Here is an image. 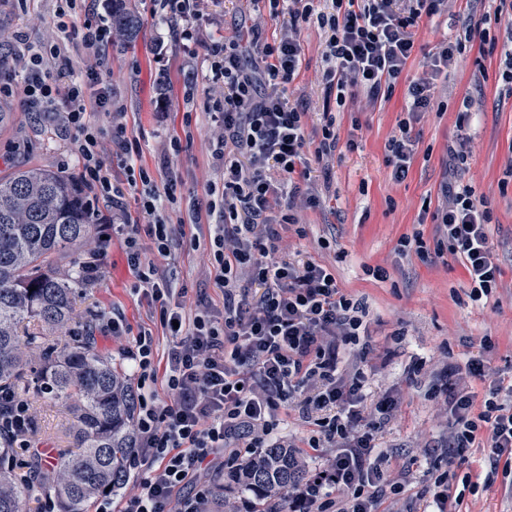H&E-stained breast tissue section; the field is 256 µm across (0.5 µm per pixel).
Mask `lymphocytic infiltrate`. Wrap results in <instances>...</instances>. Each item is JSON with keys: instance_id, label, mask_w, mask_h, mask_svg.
<instances>
[{"instance_id": "1", "label": "lymphocytic infiltrate", "mask_w": 512, "mask_h": 512, "mask_svg": "<svg viewBox=\"0 0 512 512\" xmlns=\"http://www.w3.org/2000/svg\"><path fill=\"white\" fill-rule=\"evenodd\" d=\"M164 13L168 36L204 51L202 79L216 94L208 118L216 129L210 140L212 165L221 171V208L191 202L188 216L172 219L164 207L174 201L175 184L157 186L141 165L138 144L126 137V114L106 92L89 95V83L109 68L110 28L85 21L76 34L93 62L77 74L60 44L32 52L23 35L11 57L28 78L23 94L30 107L52 108L64 99L62 121L73 126L74 152L82 162L81 180L94 194L118 202L122 192L111 180L104 148L86 115L107 111L112 144L127 170L142 184L141 209L147 224L126 212L112 214L113 233L123 236L126 261L171 343L165 359L154 354L151 330L131 334L121 314L106 325L122 339L128 378L138 390V474L120 510L111 493L96 512H214V477L224 456L261 454L290 448L305 478L271 497L261 512H402L405 473L376 442L381 425L396 419L401 396L387 392L366 403L363 369L373 347L363 299L339 288L335 275L312 261H290L281 228L306 230L298 212L319 204L312 163L335 152L333 124L320 137L307 132L305 114L288 105L280 87L292 83L302 65L304 23L326 29L322 79L337 105L364 95L367 103L389 97L415 48L421 17L448 11V0H331L330 13L316 12L315 0H268L279 34L267 42L262 25L248 31L247 44L209 34L203 28L201 0H153ZM496 39L474 15L461 18L455 41L428 52L424 71L407 83L406 116L385 145L394 180H403L415 155L414 126L432 111L436 79L446 72L463 43L501 44L499 82L512 96V0H499ZM56 64L57 79L47 83L43 68ZM435 214L436 248L461 261L472 301L495 299L500 268L489 246L490 212L475 187L444 182ZM206 227V238L187 235L186 226ZM188 239L212 268L224 294L222 308L201 299L187 310L185 289L174 288L160 261L176 239ZM440 386L429 398L448 418V456L481 448L478 472L448 468L428 485L433 512H456L465 492L490 489L503 481L512 490V383L494 376L483 359L471 357L440 370ZM298 417L308 433L296 437L288 426ZM32 414L27 401L0 392V436L23 441Z\"/></svg>"}]
</instances>
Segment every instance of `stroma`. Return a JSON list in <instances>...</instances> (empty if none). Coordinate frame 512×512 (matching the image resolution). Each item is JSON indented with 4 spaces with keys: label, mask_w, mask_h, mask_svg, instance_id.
Here are the masks:
<instances>
[{
    "label": "stroma",
    "mask_w": 512,
    "mask_h": 512,
    "mask_svg": "<svg viewBox=\"0 0 512 512\" xmlns=\"http://www.w3.org/2000/svg\"><path fill=\"white\" fill-rule=\"evenodd\" d=\"M142 30L128 46L108 49L110 70L103 80L112 99L128 114V135L136 139L143 164L158 183L177 182L178 201L188 196L207 200L206 186L221 176L209 165V131L203 111L208 89L196 76V62L188 49L166 40L167 24L155 14L152 0H138ZM211 31L233 37L256 22H264L266 36H275L278 21L260 19L248 0H204ZM22 33L33 48L60 38L55 0H0V38ZM457 26L446 16L421 19L415 29V50L404 78L421 74L426 54L444 38H455ZM303 63L299 75L287 85L290 105L307 114V128L320 130L334 120L343 142L328 160L330 180L319 185L318 207L302 210L306 237L283 234L291 260H312L333 270L345 292L365 298L368 329L374 347L367 369L369 397L392 388L402 395L401 414L378 431L382 448L394 465L405 468L410 480L404 497L412 512H422V493L428 484L427 468L446 464L448 426L427 397L434 377L418 376L414 367L426 360L438 368L474 356L483 358L501 379L512 381V182L504 183V168L512 158V97L498 85L500 51L488 52L479 42L468 43L455 56L447 77L438 79L436 99L441 113H429L416 124V153L403 181H394L386 164L385 144L403 117V86L389 99L372 106L348 102L337 106L327 99L321 74L327 34L316 23L302 30ZM467 123H460L461 112ZM0 176L28 167H43L77 174L78 159L69 155L70 135L50 125L45 113L26 108L18 96H1ZM180 137L178 154H162L164 143ZM471 137L465 159L451 160L449 147L459 137ZM355 140L347 148L345 140ZM457 172L487 200L491 213L490 245L502 268L500 304L482 307L468 297L469 281L462 263L451 254L421 256L398 253L402 237L422 232L433 240V215L440 203V185ZM104 227L80 245L86 254L106 245V257L95 280L78 288L74 320L68 333L92 335L96 349L121 366L118 344L110 331L97 325L100 312L122 311L132 332L151 327L146 300L133 294L135 279L119 241L102 243ZM175 287L187 288L188 303L205 296L215 304L224 298L197 252L189 244L175 245L164 262ZM381 266L388 278L366 275ZM492 348H484V337ZM34 415L30 441L46 449L41 467H50L53 453L68 447L66 431L71 418L63 405H51L36 393L25 395Z\"/></svg>",
    "instance_id": "35a3bbf8"
}]
</instances>
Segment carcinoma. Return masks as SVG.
<instances>
[{
	"label": "carcinoma",
	"instance_id": "1",
	"mask_svg": "<svg viewBox=\"0 0 512 512\" xmlns=\"http://www.w3.org/2000/svg\"><path fill=\"white\" fill-rule=\"evenodd\" d=\"M140 28L131 0H112L115 39L131 43ZM98 220L72 173L31 167L0 177V391L16 394L34 382L41 393L70 402L77 418L73 449L61 451L46 471L34 461L17 476L12 442L0 439V512H30L29 502L50 491L59 512H89L106 488L119 489L128 478L137 404L124 374L95 352L90 336L60 347L31 333L33 358L26 360L18 333L26 320L50 330L67 326L77 281L56 271L57 260L90 236ZM302 477L286 448H268L229 475L261 497Z\"/></svg>",
	"mask_w": 512,
	"mask_h": 512
}]
</instances>
